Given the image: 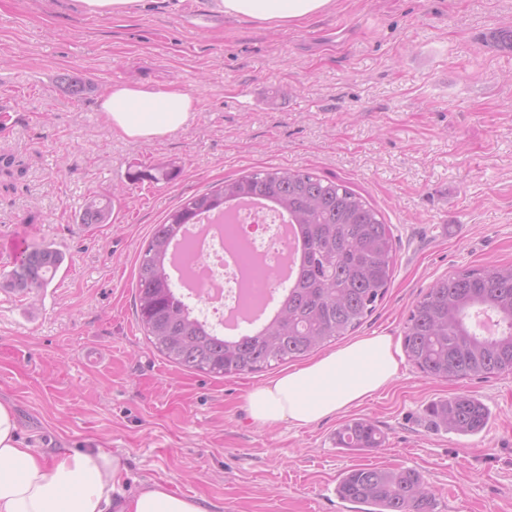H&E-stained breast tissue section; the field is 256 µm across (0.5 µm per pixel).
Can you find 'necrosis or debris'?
<instances>
[{
    "mask_svg": "<svg viewBox=\"0 0 512 512\" xmlns=\"http://www.w3.org/2000/svg\"><path fill=\"white\" fill-rule=\"evenodd\" d=\"M280 222V215L266 208L215 224L212 241L188 239L183 253L196 267L197 281L219 297L203 303L207 318L220 323L227 305L249 312L265 300L269 275L291 249L289 238L278 232Z\"/></svg>",
    "mask_w": 512,
    "mask_h": 512,
    "instance_id": "obj_1",
    "label": "necrosis or debris"
}]
</instances>
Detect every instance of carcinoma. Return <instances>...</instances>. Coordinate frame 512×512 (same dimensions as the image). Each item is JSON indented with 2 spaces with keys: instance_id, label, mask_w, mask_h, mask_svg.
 Masks as SVG:
<instances>
[{
  "instance_id": "cac0c4a2",
  "label": "carcinoma",
  "mask_w": 512,
  "mask_h": 512,
  "mask_svg": "<svg viewBox=\"0 0 512 512\" xmlns=\"http://www.w3.org/2000/svg\"><path fill=\"white\" fill-rule=\"evenodd\" d=\"M241 199L266 202L297 229L300 265L280 293L274 317L255 331L227 336L185 301L170 267L181 229L205 214H221ZM111 202L88 198L79 215L105 224ZM395 241L382 215L339 181L288 168L244 172L194 197L156 225L139 256L135 309L148 340L171 363L218 375L262 372L310 355L357 329L387 292L395 270ZM64 261L50 244L28 245L5 287L26 295L45 290ZM408 360L435 378L512 372V264H486L437 280L415 302L404 325ZM438 429L459 435L482 431L490 418L479 399L459 395L431 403ZM336 447L352 453L381 443L374 424L345 422ZM339 496L365 512H434L435 499L420 473L362 465L345 471Z\"/></svg>"
}]
</instances>
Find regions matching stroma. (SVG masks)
<instances>
[{
    "mask_svg": "<svg viewBox=\"0 0 512 512\" xmlns=\"http://www.w3.org/2000/svg\"><path fill=\"white\" fill-rule=\"evenodd\" d=\"M68 0H0V282L7 243L65 255L38 298L0 285V400L38 454L103 448L120 493L145 482L206 512H358L335 492L357 465L413 468L436 512H512V372L400 377L307 427H258L250 390L276 370L217 377L175 367L147 341L134 296L139 250L187 199L247 169L344 181L390 224L395 274L356 337L403 342L410 309L439 278L512 264V0H335L281 28L230 20L201 0L98 18ZM82 83L73 94L71 81ZM177 83L197 102L167 137L124 138L103 119L107 87ZM172 180H154L159 170ZM141 180H133L136 172ZM108 223L79 222L86 198ZM468 394L492 418L474 435L435 428L430 403ZM382 447L333 443L352 418Z\"/></svg>",
    "mask_w": 512,
    "mask_h": 512,
    "instance_id": "obj_1",
    "label": "stroma"
}]
</instances>
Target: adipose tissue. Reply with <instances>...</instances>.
Instances as JSON below:
<instances>
[{"label": "adipose tissue", "mask_w": 512, "mask_h": 512, "mask_svg": "<svg viewBox=\"0 0 512 512\" xmlns=\"http://www.w3.org/2000/svg\"><path fill=\"white\" fill-rule=\"evenodd\" d=\"M334 0H205L213 13L291 27L332 7ZM99 109L124 136L151 142L183 128L194 117L195 99L181 86L108 87ZM391 335L377 334L288 370L247 396L260 427L308 426L362 403L399 376ZM121 476L118 457L104 449L64 448L45 458L22 445L11 402L0 400V512H109ZM122 512H206L199 500L145 483Z\"/></svg>", "instance_id": "1"}]
</instances>
